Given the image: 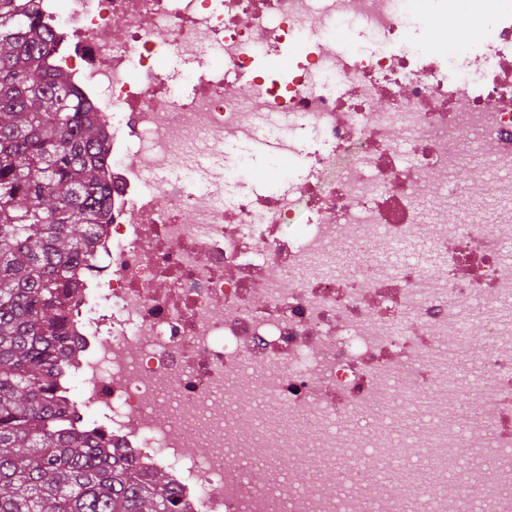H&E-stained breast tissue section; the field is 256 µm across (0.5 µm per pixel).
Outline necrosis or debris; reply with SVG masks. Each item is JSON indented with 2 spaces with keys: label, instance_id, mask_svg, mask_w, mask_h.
I'll use <instances>...</instances> for the list:
<instances>
[{
  "label": "necrosis or debris",
  "instance_id": "1",
  "mask_svg": "<svg viewBox=\"0 0 512 512\" xmlns=\"http://www.w3.org/2000/svg\"><path fill=\"white\" fill-rule=\"evenodd\" d=\"M424 3L431 17L465 8L483 19L470 52L498 46L501 63L481 86L448 82L447 58L390 51L406 36L394 0H35L54 35L49 69L95 111L110 188L95 260L59 300L67 371L54 393L74 404L76 431L165 475L179 512H512V323L500 315L512 307L501 266L512 247V0ZM349 17L383 51L298 41ZM208 42L223 68L177 97L157 71L159 47L193 60ZM282 55L285 78L258 74ZM255 99L287 128L276 156L308 157L302 187L251 189L228 206L216 174L203 205L191 174L148 180L199 144L250 142ZM474 164L494 174L503 212L462 222L442 194L421 223L423 178ZM421 240L450 274L376 264ZM342 245L350 261L330 268ZM154 280L163 290L149 291ZM475 342L470 386L444 357ZM260 400L273 410L262 424ZM401 403L431 431L399 442L379 427ZM316 448L339 450L346 486L309 463ZM461 457L472 466L449 482Z\"/></svg>",
  "mask_w": 512,
  "mask_h": 512
}]
</instances>
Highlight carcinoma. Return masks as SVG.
I'll list each match as a JSON object with an SVG mask.
<instances>
[{"instance_id":"carcinoma-1","label":"carcinoma","mask_w":512,"mask_h":512,"mask_svg":"<svg viewBox=\"0 0 512 512\" xmlns=\"http://www.w3.org/2000/svg\"><path fill=\"white\" fill-rule=\"evenodd\" d=\"M52 41L25 0H0V512H177L164 475L75 431L53 394L57 302L92 258L110 190L96 118L45 66Z\"/></svg>"}]
</instances>
